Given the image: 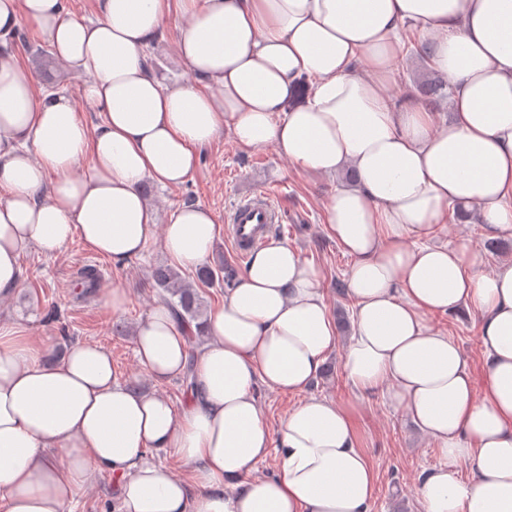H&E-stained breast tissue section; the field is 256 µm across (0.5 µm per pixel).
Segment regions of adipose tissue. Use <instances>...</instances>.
<instances>
[{
    "label": "adipose tissue",
    "mask_w": 512,
    "mask_h": 512,
    "mask_svg": "<svg viewBox=\"0 0 512 512\" xmlns=\"http://www.w3.org/2000/svg\"><path fill=\"white\" fill-rule=\"evenodd\" d=\"M0 0V298L20 286L31 247L73 238L115 261L141 255L156 219L143 188L181 185L196 151L225 130L244 150L274 147L297 170L351 185L328 196L327 228L352 264L353 333L340 343L321 269L295 246L257 252L209 313L208 344L158 305L135 355L157 383L192 369L182 408L118 380L112 355L72 346L45 362L0 328V512H67L107 473L118 512H370L376 475L347 410L306 396L342 349L355 390L381 393L434 444L441 462L418 486L421 512H512V261L484 270L463 239L435 242L449 214L472 212L488 238L512 237V0ZM192 85L161 82L148 51L172 13ZM28 21L68 69L86 75L88 125L64 94L42 90L7 47ZM451 86V118L386 87L407 29ZM218 224L180 206L163 251L185 268L212 252ZM480 315L487 364L468 361L427 315ZM301 401L271 428L254 390ZM277 449L281 468L258 477ZM189 466L175 477L148 450ZM472 462L475 476L458 475Z\"/></svg>",
    "instance_id": "adipose-tissue-1"
}]
</instances>
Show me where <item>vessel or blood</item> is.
Instances as JSON below:
<instances>
[{
  "label": "vessel or blood",
  "mask_w": 512,
  "mask_h": 512,
  "mask_svg": "<svg viewBox=\"0 0 512 512\" xmlns=\"http://www.w3.org/2000/svg\"><path fill=\"white\" fill-rule=\"evenodd\" d=\"M231 238L238 258H246L264 244L272 225L282 220L275 205L264 196L236 203L230 210Z\"/></svg>",
  "instance_id": "1"
}]
</instances>
